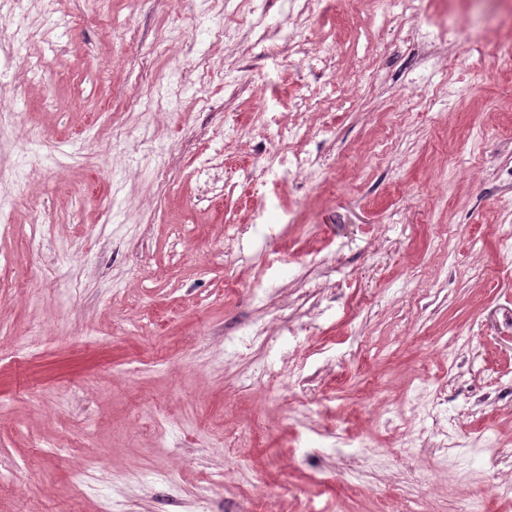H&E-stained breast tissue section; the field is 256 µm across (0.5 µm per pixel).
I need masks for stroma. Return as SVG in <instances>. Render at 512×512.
Instances as JSON below:
<instances>
[{"label": "stroma", "instance_id": "obj_1", "mask_svg": "<svg viewBox=\"0 0 512 512\" xmlns=\"http://www.w3.org/2000/svg\"><path fill=\"white\" fill-rule=\"evenodd\" d=\"M289 2L0 20L34 33L0 73V512H512V400L478 403L512 392V0ZM434 398L495 449L434 465ZM272 156H274V159L278 160L280 167L285 168L284 171L288 173V176H297L302 172L309 171L314 165V160L307 155L302 156L301 154H294L293 159H290L287 153L273 152Z\"/></svg>", "mask_w": 512, "mask_h": 512}]
</instances>
